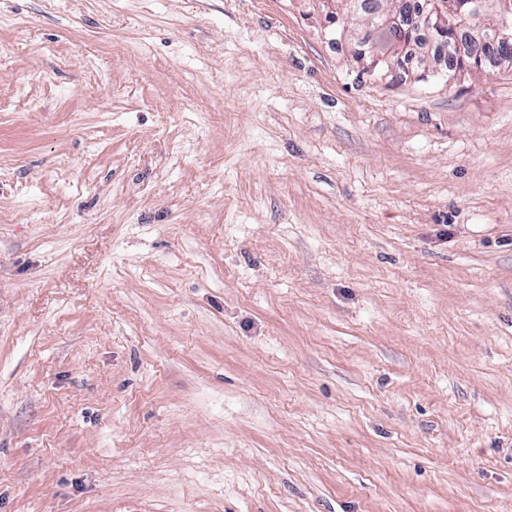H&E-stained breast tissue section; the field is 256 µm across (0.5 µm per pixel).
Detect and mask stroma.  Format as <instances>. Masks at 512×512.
Returning a JSON list of instances; mask_svg holds the SVG:
<instances>
[{
	"instance_id": "35a3bbf8",
	"label": "stroma",
	"mask_w": 512,
	"mask_h": 512,
	"mask_svg": "<svg viewBox=\"0 0 512 512\" xmlns=\"http://www.w3.org/2000/svg\"><path fill=\"white\" fill-rule=\"evenodd\" d=\"M370 35L0 0V512H512V68Z\"/></svg>"
}]
</instances>
